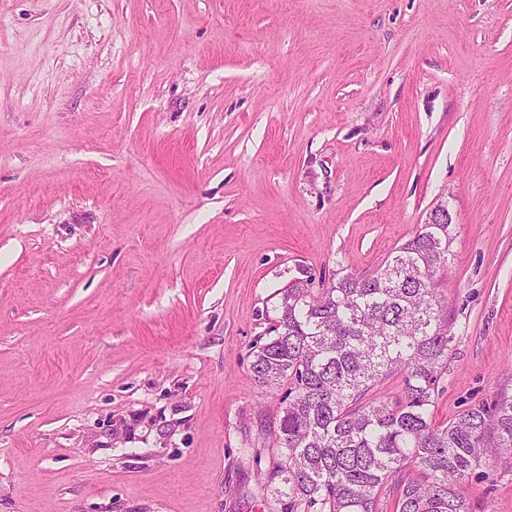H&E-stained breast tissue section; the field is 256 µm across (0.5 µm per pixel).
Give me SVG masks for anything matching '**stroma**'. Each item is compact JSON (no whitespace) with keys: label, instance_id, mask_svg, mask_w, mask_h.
<instances>
[{"label":"stroma","instance_id":"1","mask_svg":"<svg viewBox=\"0 0 512 512\" xmlns=\"http://www.w3.org/2000/svg\"><path fill=\"white\" fill-rule=\"evenodd\" d=\"M442 203L439 424L512 393V0H0V512H281L266 312Z\"/></svg>","mask_w":512,"mask_h":512}]
</instances>
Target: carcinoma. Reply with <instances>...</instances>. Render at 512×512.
Returning <instances> with one entry per match:
<instances>
[{"label":"carcinoma","instance_id":"cac0c4a2","mask_svg":"<svg viewBox=\"0 0 512 512\" xmlns=\"http://www.w3.org/2000/svg\"><path fill=\"white\" fill-rule=\"evenodd\" d=\"M449 225L427 224L370 277L340 271L320 288L295 279L253 351L256 380L288 383L271 478L283 512H468L458 486L475 467L512 459V396L432 420L452 337L435 275ZM402 376L401 396H373Z\"/></svg>","mask_w":512,"mask_h":512}]
</instances>
